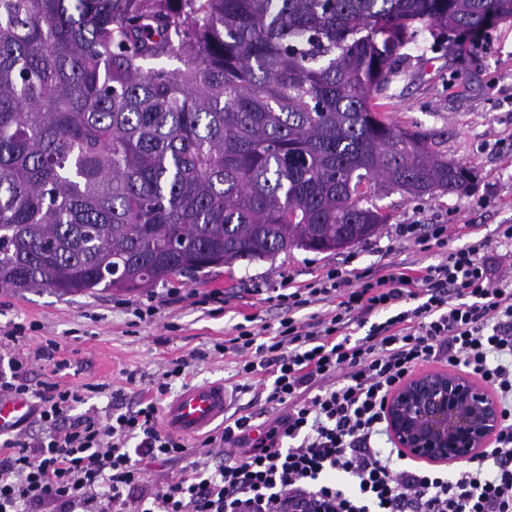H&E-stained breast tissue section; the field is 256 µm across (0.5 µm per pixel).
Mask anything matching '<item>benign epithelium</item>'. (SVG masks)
<instances>
[{
    "label": "benign epithelium",
    "instance_id": "1",
    "mask_svg": "<svg viewBox=\"0 0 512 512\" xmlns=\"http://www.w3.org/2000/svg\"><path fill=\"white\" fill-rule=\"evenodd\" d=\"M383 417L403 458L428 467L482 459L503 424L494 390L455 367L407 374L385 398Z\"/></svg>",
    "mask_w": 512,
    "mask_h": 512
}]
</instances>
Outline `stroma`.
Here are the masks:
<instances>
[{
	"mask_svg": "<svg viewBox=\"0 0 512 512\" xmlns=\"http://www.w3.org/2000/svg\"><path fill=\"white\" fill-rule=\"evenodd\" d=\"M480 45L479 53L470 55L429 37L418 39L384 92L395 121L442 136L449 159L472 168L476 187L468 195L414 199L395 192L378 201L390 212V223L363 243L322 253L294 249L268 260L214 267L193 278L178 275L149 292L62 296L51 288H0V330L24 324L19 349L52 340L59 357L70 362L57 375L45 362L29 365L31 382L90 385L84 406L101 412L109 410L111 393L119 389L130 406L141 394L155 393L157 379L172 361L211 349L244 316L253 314L258 323L277 326L280 310L247 294L253 281L285 273L303 285L335 267L372 272L388 262L413 269L438 262L433 251L406 245L390 249L398 224L448 219L458 227L448 242L452 248L476 238L494 241L499 225L512 224V23L488 28ZM212 291L226 297L223 309L195 303L194 294ZM150 293L164 305L153 320H139L134 310ZM235 372L230 356L196 361L185 377L173 381L172 390L203 382L229 389ZM130 373L136 376L132 385L126 382Z\"/></svg>",
	"mask_w": 512,
	"mask_h": 512,
	"instance_id": "1",
	"label": "stroma"
}]
</instances>
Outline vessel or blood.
Masks as SVG:
<instances>
[{
	"instance_id": "vessel-or-blood-1",
	"label": "vessel or blood",
	"mask_w": 512,
	"mask_h": 512,
	"mask_svg": "<svg viewBox=\"0 0 512 512\" xmlns=\"http://www.w3.org/2000/svg\"><path fill=\"white\" fill-rule=\"evenodd\" d=\"M31 404L27 398L16 396L0 398V431H9L23 421ZM227 408L223 384L205 382L184 388L164 409V421L168 429L185 437L206 432Z\"/></svg>"
}]
</instances>
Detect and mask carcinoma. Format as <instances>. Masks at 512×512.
<instances>
[{
	"label": "carcinoma",
	"instance_id": "cac0c4a2",
	"mask_svg": "<svg viewBox=\"0 0 512 512\" xmlns=\"http://www.w3.org/2000/svg\"><path fill=\"white\" fill-rule=\"evenodd\" d=\"M508 20L512 0H0V288L336 251L391 192L467 194L383 93L421 34L472 51Z\"/></svg>",
	"mask_w": 512,
	"mask_h": 512
}]
</instances>
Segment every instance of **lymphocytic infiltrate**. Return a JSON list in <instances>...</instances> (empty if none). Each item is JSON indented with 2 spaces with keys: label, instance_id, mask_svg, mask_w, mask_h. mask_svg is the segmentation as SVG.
Returning <instances> with one entry per match:
<instances>
[{
  "label": "lymphocytic infiltrate",
  "instance_id": "1",
  "mask_svg": "<svg viewBox=\"0 0 512 512\" xmlns=\"http://www.w3.org/2000/svg\"><path fill=\"white\" fill-rule=\"evenodd\" d=\"M453 231L396 225V241L440 251L415 276L390 262L379 274L332 268L304 285L283 275L255 285L285 311L276 330L236 324L211 352L176 359L155 397L105 414L74 415L82 388L28 383L30 362L56 373L66 363L53 343L15 351L24 326L4 331L0 393L38 398L41 432L0 443V512H512V264L494 268L482 238L449 249ZM323 302L330 310L318 311ZM212 353L236 356L233 392L260 407L235 409L192 445L160 427V405L191 359ZM426 362L486 380L504 415L489 454L449 476L397 466L377 444L386 395ZM223 447L235 462L211 465ZM146 459L181 470L149 490ZM336 473L353 478L351 490Z\"/></svg>",
  "mask_w": 512,
  "mask_h": 512
}]
</instances>
